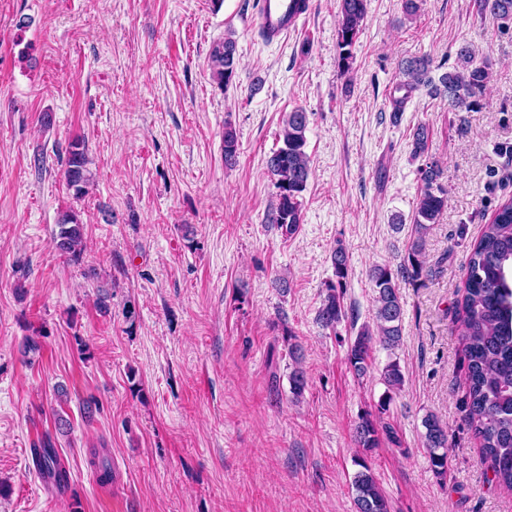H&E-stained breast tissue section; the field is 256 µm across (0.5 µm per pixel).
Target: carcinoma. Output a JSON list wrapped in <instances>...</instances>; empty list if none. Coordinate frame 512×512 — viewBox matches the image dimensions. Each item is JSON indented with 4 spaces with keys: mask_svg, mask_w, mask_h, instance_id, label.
Segmentation results:
<instances>
[{
    "mask_svg": "<svg viewBox=\"0 0 512 512\" xmlns=\"http://www.w3.org/2000/svg\"><path fill=\"white\" fill-rule=\"evenodd\" d=\"M479 9L501 19H512V0H479ZM367 10V0H341L338 19L339 67H351V47L360 32ZM460 65L444 73L439 82L448 94V107L455 112H470L477 105V96L489 81V68L474 61L470 50L461 48ZM212 75L219 85H228L237 65L236 41L228 36L213 45L210 53ZM404 80L395 88L393 112L404 111L413 93L432 84L428 63L415 59L403 69ZM307 113L296 109L288 113L280 133L281 146L266 161L267 173L278 189L276 204L268 211L266 223L276 227L285 238L295 235L302 221V193L311 173L306 152ZM430 130L425 125L413 134V154L423 157L429 152ZM238 142L235 131L224 128V161H235ZM422 188L412 214L414 233L403 265L392 269L378 265L371 270L376 293V329L363 326L350 341L347 360L358 376L365 374L373 350V340L393 351L402 338V304L398 280H421L425 271L423 240L432 224L447 207V191L438 182L440 170L434 162L419 169ZM67 189L76 199L87 194L92 179L84 142L69 144L63 172ZM86 237L85 224L74 212H66L57 222L53 234L55 249L71 262L81 260ZM335 279L327 282L317 311V322L325 329H336L348 311L344 305L349 275V256L339 245L333 251ZM462 311L467 392L464 400L466 419L481 441V452L491 463L493 480L512 490V198L499 205L492 221L483 226L467 263L465 290L459 301ZM385 392L376 405L377 412L366 411L358 417L352 434L361 454L355 456L358 470L351 486L356 512H390L386 496L366 460L367 453L387 441L400 446L395 428L377 419L389 407L393 393L404 384V373L397 358L391 359L382 371ZM290 390L295 399L303 397L308 386L306 373L295 368L289 375ZM424 447L434 474L444 480L448 474V426L428 414L422 420ZM37 470L64 485L68 474L50 440L32 451Z\"/></svg>",
    "mask_w": 512,
    "mask_h": 512,
    "instance_id": "cac0c4a2",
    "label": "carcinoma"
}]
</instances>
